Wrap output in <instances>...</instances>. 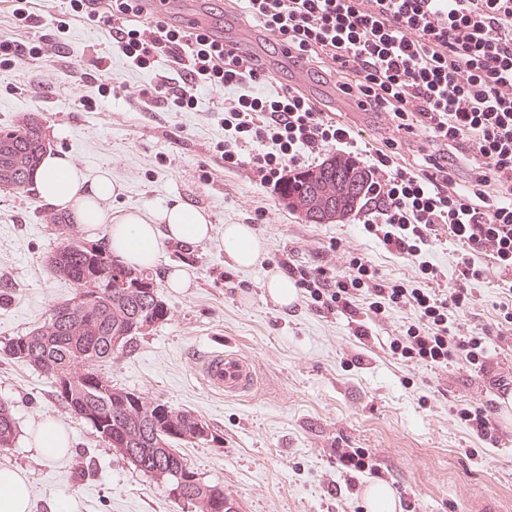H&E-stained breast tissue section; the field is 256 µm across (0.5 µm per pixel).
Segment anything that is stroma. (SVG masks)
<instances>
[{"instance_id":"stroma-1","label":"stroma","mask_w":512,"mask_h":512,"mask_svg":"<svg viewBox=\"0 0 512 512\" xmlns=\"http://www.w3.org/2000/svg\"><path fill=\"white\" fill-rule=\"evenodd\" d=\"M209 24L225 40L249 41L272 63L260 94L298 86L311 99L347 96L273 63L271 43L236 18L231 0H209ZM64 54L24 58L0 69V127L17 126L39 113L46 132L64 129L51 150L70 156L88 175L107 169L124 191L117 211L143 210L178 196L207 210L216 228L251 225L265 244L253 267L231 264L218 241L185 247L165 243L152 276L168 307L166 321L139 336L131 348L104 363L113 384L188 409L210 427L213 443L186 444L185 457L210 482L220 483L238 512H368L366 488L380 481L395 494L394 512H471L487 498L512 512V407L465 360L444 369L401 364L385 349L410 319L391 309L376 322L377 343L362 345L353 325L337 312L297 297L281 308L265 282L294 266H347L365 255L382 278L414 284L420 261L436 268L442 284L456 275L451 244L434 242L421 257L400 258L365 231L358 215L309 224L251 168H225L215 146L224 139L219 112L230 90L206 88L195 110L146 106L135 91L171 75L131 68L112 48L109 34L73 20ZM106 56V79L126 85L120 96H100L87 80L95 58ZM54 208L35 192L0 191V341L22 336L47 320L74 286L51 275L46 258L62 238L49 218ZM193 276V286L174 292L163 285L170 266ZM477 303L462 316L468 332L496 323L501 300L496 278L472 281ZM232 348L249 358L253 390L227 398L207 386L200 363L208 352ZM0 401L19 428L51 418L70 432L72 447L59 459L39 458L24 440L0 451V467L22 470L31 487L32 512H183L181 504L147 475L108 448L94 428L69 411L50 376L0 353ZM471 405L495 408L499 440L474 437L456 412ZM363 448L376 471L347 488L336 470L335 449Z\"/></svg>"}]
</instances>
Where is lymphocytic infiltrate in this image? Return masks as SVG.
I'll return each instance as SVG.
<instances>
[{
	"label": "lymphocytic infiltrate",
	"instance_id": "obj_1",
	"mask_svg": "<svg viewBox=\"0 0 512 512\" xmlns=\"http://www.w3.org/2000/svg\"><path fill=\"white\" fill-rule=\"evenodd\" d=\"M235 0L255 27L271 37L294 68L335 76L338 90L364 112L387 115L394 130L424 133L435 150L410 163L396 141L375 146L363 133L319 108L299 88L256 94L268 81L266 62L230 49L206 29H186L151 12L146 0H53L36 12L31 0H12L16 28L86 20L109 32L129 66L148 70L169 57L173 76L137 89L145 104L182 112L196 108L204 86L235 89L220 118L225 167L250 166L260 184L279 187L289 173L310 167L327 149L363 167L373 207L364 222L393 254L418 257L430 243L456 246L457 275L434 287L438 273L418 265L422 287L381 279L365 257L346 271L330 266L290 272L313 305L334 310L369 337L370 323L393 308L412 323L389 343L394 359L444 368L456 358L500 390L512 373L490 374L489 346L512 347V297L499 320L460 334L456 323L473 305L471 283L492 270L512 294V0ZM62 42L23 44L0 35V67L22 56L61 53ZM269 151L251 153L253 145Z\"/></svg>",
	"mask_w": 512,
	"mask_h": 512
}]
</instances>
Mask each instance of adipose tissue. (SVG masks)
I'll use <instances>...</instances> for the list:
<instances>
[{"label":"adipose tissue","mask_w":512,"mask_h":512,"mask_svg":"<svg viewBox=\"0 0 512 512\" xmlns=\"http://www.w3.org/2000/svg\"><path fill=\"white\" fill-rule=\"evenodd\" d=\"M33 183L39 196L64 212L78 231L91 237L104 233L112 253L130 267L155 268L162 242L198 245L215 237L208 212L183 199L113 215L111 203L122 185L105 170L88 176L58 151L44 154ZM219 239L226 257L241 268L253 267L264 251L247 224L225 225ZM28 443L46 459L63 456L71 446L65 427L48 418L31 426ZM0 512H31L26 477L7 467L0 468Z\"/></svg>","instance_id":"adipose-tissue-1"}]
</instances>
